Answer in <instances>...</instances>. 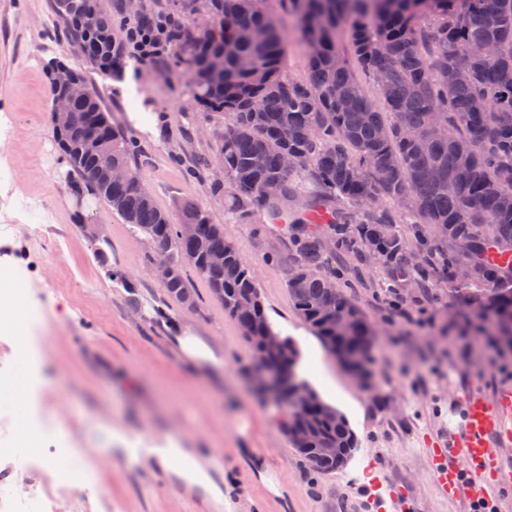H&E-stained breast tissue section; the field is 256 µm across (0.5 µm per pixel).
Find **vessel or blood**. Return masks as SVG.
Masks as SVG:
<instances>
[{"mask_svg": "<svg viewBox=\"0 0 512 512\" xmlns=\"http://www.w3.org/2000/svg\"><path fill=\"white\" fill-rule=\"evenodd\" d=\"M512 444V388L487 397L478 389L460 400L459 422L448 435L457 456L437 466L434 480L449 499H465L468 512H500L491 490H512V470L491 455L493 445Z\"/></svg>", "mask_w": 512, "mask_h": 512, "instance_id": "obj_1", "label": "vessel or blood"}]
</instances>
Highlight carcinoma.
Returning <instances> with one entry per match:
<instances>
[{"label": "carcinoma", "mask_w": 512, "mask_h": 512, "mask_svg": "<svg viewBox=\"0 0 512 512\" xmlns=\"http://www.w3.org/2000/svg\"><path fill=\"white\" fill-rule=\"evenodd\" d=\"M263 2L196 0L193 12L217 19L219 26L197 41L189 22L173 37L174 57L194 100L227 120L224 135L190 173L207 172L220 158L224 182H209V192L242 221L259 207L272 217L287 214L305 175L323 203L359 207L374 197L396 206L354 218L330 212L324 238L301 229L293 234L287 287L298 316L326 351L356 355L359 378H369L373 328L337 287L328 241L333 250L362 258L375 248L395 278L416 269L425 279L463 288L478 317L486 318L490 305L497 325H512V0H281L303 39L323 47L320 55L308 56V77L301 81L282 72L285 38ZM54 5L76 60L49 63L51 98L62 93L54 83L60 68L87 87L86 96L71 103V124L54 130L71 189L92 195L133 231L169 247L167 295L195 304L190 271L208 284L244 330L253 357L264 355L270 365L287 369L280 427L291 447L318 473L346 465L358 445L349 420L297 378L301 356L290 339L280 349L262 350L273 328L253 272L239 248L224 239L223 226L197 204L183 208L180 223L198 225L211 248L224 253V265L213 266L180 239L178 225L141 184L131 140L112 124L102 88L87 76L89 69L110 76L117 67L120 46L112 35V13L98 0H54ZM342 26L347 55L337 45ZM482 44L493 45L495 54H470ZM244 58L251 67L241 66ZM353 61L375 85L387 112L370 100L352 72ZM91 131L111 141V157L91 150ZM286 153L295 159L289 171L281 165ZM258 155L264 159L260 167L253 165ZM110 161L130 172V182L100 178ZM270 180L281 181L284 193L264 200L260 189ZM405 215L417 241L436 244L417 262L394 229ZM469 246L475 247L474 271L460 283L455 269L460 251ZM340 316L348 318L347 325L339 324Z\"/></svg>", "instance_id": "carcinoma-1"}]
</instances>
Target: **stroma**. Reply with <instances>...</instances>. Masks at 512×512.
<instances>
[{
    "label": "stroma",
    "mask_w": 512,
    "mask_h": 512,
    "mask_svg": "<svg viewBox=\"0 0 512 512\" xmlns=\"http://www.w3.org/2000/svg\"><path fill=\"white\" fill-rule=\"evenodd\" d=\"M265 6L285 32L286 75L305 79L307 51L293 17L280 0ZM74 58L52 0H0V268L18 272L40 309V411L64 430L70 447L93 450L97 480L82 512H102L105 498L112 512H220L203 488L113 451L105 434L112 426L150 447L170 433L198 438L212 483L235 480L236 512H402L407 505L412 512H464L432 478L434 446L447 437L469 388L491 397L512 387V346L467 314L460 290L411 277L396 282L384 264L339 254L332 260L337 284L375 330L372 382L360 386L325 352L288 295L292 224L305 222L320 236L329 230L308 209L317 192L312 180L289 202L287 218L258 209L238 220L187 172L223 134L224 117L198 108L171 59L137 67L142 108L164 116L158 139L129 121L133 104L118 88L120 75L90 72L113 123L135 143L141 182L157 207L176 219L194 202L223 225L225 239L254 269L274 331L312 359L314 388L347 415L358 437L351 460L327 475L311 471L280 430L282 408L254 387L249 344L207 283L191 280L200 309L168 297L146 260L153 243L93 198L70 194L46 64ZM32 198L56 212L57 222L33 231L18 223L16 205ZM98 249L105 262L95 259ZM116 270L123 280L113 279ZM396 300L412 309V319L393 315ZM182 323L211 342L222 374L198 377L172 349L169 338Z\"/></svg>",
    "instance_id": "35a3bbf8"
}]
</instances>
